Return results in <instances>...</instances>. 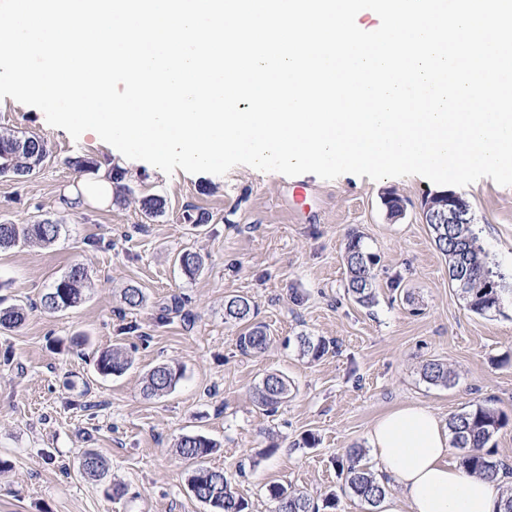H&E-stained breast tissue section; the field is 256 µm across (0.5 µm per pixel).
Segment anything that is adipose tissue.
Returning <instances> with one entry per match:
<instances>
[{"instance_id":"1","label":"adipose tissue","mask_w":512,"mask_h":512,"mask_svg":"<svg viewBox=\"0 0 512 512\" xmlns=\"http://www.w3.org/2000/svg\"><path fill=\"white\" fill-rule=\"evenodd\" d=\"M370 445L396 489L383 512H497L501 479L449 464L448 430L428 408L406 405L383 414L370 430Z\"/></svg>"}]
</instances>
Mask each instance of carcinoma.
<instances>
[{
    "mask_svg": "<svg viewBox=\"0 0 512 512\" xmlns=\"http://www.w3.org/2000/svg\"><path fill=\"white\" fill-rule=\"evenodd\" d=\"M49 151L45 140L36 136H17L0 132V175L25 177L32 174L45 160ZM436 248L448 259V275L451 286L468 309L476 314L488 316L500 311L505 291V276L493 271L487 257L477 242L472 227L451 228L446 224H431ZM61 225L43 220L37 224L0 223V249L18 243L48 247L58 238ZM177 262L182 273L193 278L203 269L202 256L186 250L178 254ZM345 262L348 273L347 290L358 303L368 306L374 301L373 268L377 256L368 251L358 237L352 238L346 247ZM78 278L64 284L60 278L41 298V308L49 313H58L80 304L84 290L90 283L88 270L75 265ZM256 304L248 297L235 295L224 300V319L244 325L237 338V347L246 356L263 352L271 341L264 326L254 321ZM25 320L24 308L13 305L0 308V328L9 330L20 326ZM299 355L310 360L321 358L330 347L325 339L301 335L295 338ZM132 365L123 348L116 345L100 352L96 359V370L102 376L122 373ZM423 379L433 385L447 386L454 380L453 372L446 365L430 360L422 366ZM182 378L180 368L162 364L152 368L145 376L144 393L148 397L164 395L175 389ZM291 383L287 377L270 373L256 388L254 398L265 411H274L288 397ZM507 424L504 413L487 404L452 415L448 419L451 443L460 453L461 464L466 472L489 478L506 471L495 458L493 439ZM177 452L193 464L188 478V488L195 499L210 508V512H248L249 503L233 487L224 471L205 465V458L212 454L217 444L203 435H185L175 444ZM365 449L353 446L345 449L338 459L339 472L344 475L350 493L370 506L377 508L389 492V479L377 478L363 463ZM79 470L88 477L103 478L105 464L98 453H84ZM266 497L274 502L275 512H320V509L336 508V494L331 492L315 503L307 493L291 490L279 483L266 486Z\"/></svg>",
    "mask_w": 512,
    "mask_h": 512,
    "instance_id": "obj_1",
    "label": "carcinoma"
}]
</instances>
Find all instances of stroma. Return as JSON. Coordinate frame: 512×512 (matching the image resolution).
Returning a JSON list of instances; mask_svg holds the SVG:
<instances>
[{
  "mask_svg": "<svg viewBox=\"0 0 512 512\" xmlns=\"http://www.w3.org/2000/svg\"><path fill=\"white\" fill-rule=\"evenodd\" d=\"M0 131L42 137L49 150L31 176H0V221L62 226L50 247L0 250V297L28 309L19 328L0 329V512H207L189 492L191 467L175 449L188 434L219 444L207 464L224 470L249 512H273L265 495L273 482L318 500L335 492L336 512H368L344 492L336 461L345 448L368 447L370 427L386 411L416 404L445 421L489 403L512 417V299L486 317L451 287L422 217L424 199L440 185L420 176L326 181L243 166L202 178L142 165L114 185L112 202L76 210L68 190L96 174L75 170L70 159L108 169L119 163L111 149L89 136L73 140L9 97L0 99ZM296 184L310 197L294 211L286 200ZM461 193L479 245L512 274V186L483 178ZM390 194L403 205L396 220L384 202ZM150 195L166 200L154 218L141 210ZM187 208L208 213L209 223H182ZM353 234L378 257L369 307L347 292ZM186 248L204 260L192 279L174 263ZM77 262L91 278L83 302L43 312L42 295ZM130 286L144 291L141 307L124 304ZM232 295L255 302L256 320L272 337L263 353L239 352L241 327L224 319ZM79 334L89 344L73 346ZM301 334L335 347L319 360L302 358L290 343ZM116 343L133 364L101 376L94 353ZM433 359L454 372L452 386L424 381L421 368ZM167 362L182 369L176 388L145 397L146 373ZM270 373L293 385L272 415L254 402ZM88 448L107 463L103 479L74 470ZM116 482L127 488L123 497L109 494Z\"/></svg>",
  "mask_w": 512,
  "mask_h": 512,
  "instance_id": "1",
  "label": "stroma"
}]
</instances>
